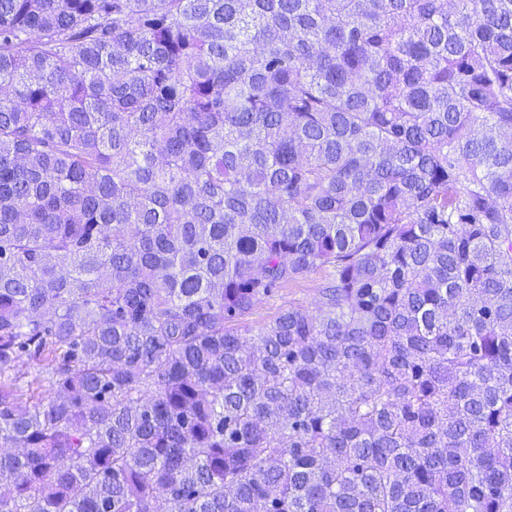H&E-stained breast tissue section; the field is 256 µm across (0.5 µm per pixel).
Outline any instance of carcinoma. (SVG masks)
Masks as SVG:
<instances>
[{"label": "carcinoma", "mask_w": 512, "mask_h": 512, "mask_svg": "<svg viewBox=\"0 0 512 512\" xmlns=\"http://www.w3.org/2000/svg\"><path fill=\"white\" fill-rule=\"evenodd\" d=\"M0 447V512H512V0H0ZM328 271L319 270L307 279L288 284L275 290L272 296L263 298L253 310L242 320L243 334L246 339L253 338L259 329L279 312L289 307H297L306 311H315L319 305V289L326 282Z\"/></svg>", "instance_id": "cac0c4a2"}]
</instances>
